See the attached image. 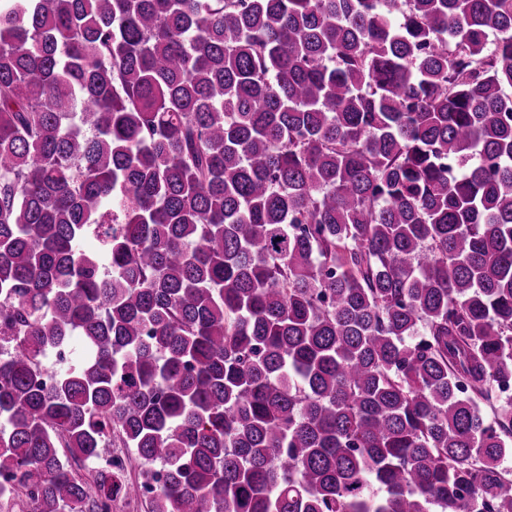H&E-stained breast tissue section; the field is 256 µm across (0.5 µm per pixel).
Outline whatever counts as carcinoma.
<instances>
[{
	"instance_id": "carcinoma-1",
	"label": "carcinoma",
	"mask_w": 512,
	"mask_h": 512,
	"mask_svg": "<svg viewBox=\"0 0 512 512\" xmlns=\"http://www.w3.org/2000/svg\"><path fill=\"white\" fill-rule=\"evenodd\" d=\"M0 343V512H512V0H0Z\"/></svg>"
}]
</instances>
